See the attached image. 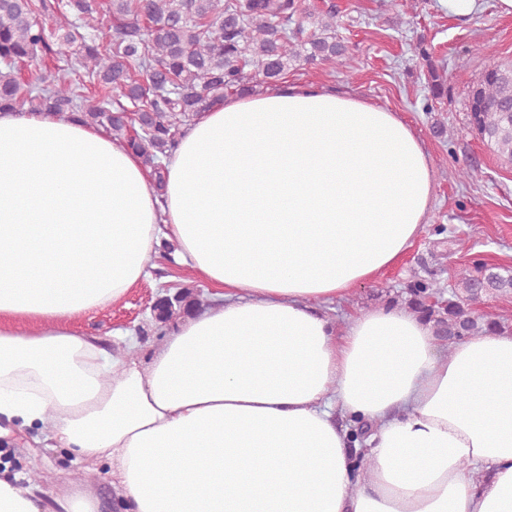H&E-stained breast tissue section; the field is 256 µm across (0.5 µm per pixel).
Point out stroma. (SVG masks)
Returning <instances> with one entry per match:
<instances>
[{"label": "stroma", "instance_id": "stroma-1", "mask_svg": "<svg viewBox=\"0 0 512 512\" xmlns=\"http://www.w3.org/2000/svg\"><path fill=\"white\" fill-rule=\"evenodd\" d=\"M324 10L336 5L338 32L358 61L353 73L326 65L290 69L288 80L346 88L382 107L401 113L424 141L435 171L434 202L418 237L393 267L357 288L345 301L327 304L336 320L385 306L418 279L447 284L464 264L487 262L512 266V167L501 165L479 137L467 128L465 93L491 64L512 60V16L499 14L495 0H485L482 13L468 22L450 17L440 0H413V8L385 10L382 0H303ZM430 47L433 60L447 78L448 97L436 111H425L427 72L413 52L416 42ZM470 166L478 177L459 182L456 172ZM152 276L121 303L82 316L78 331L99 338L107 354H115L113 334L122 330L139 341L142 357L152 353L158 337L152 305L158 295L181 288L205 290V283L177 266L168 254L152 259ZM11 473H37L43 512H58L54 497L61 476L78 473L79 484L111 508L114 491L107 465L86 470L63 448L35 443L23 433L8 451Z\"/></svg>", "mask_w": 512, "mask_h": 512}]
</instances>
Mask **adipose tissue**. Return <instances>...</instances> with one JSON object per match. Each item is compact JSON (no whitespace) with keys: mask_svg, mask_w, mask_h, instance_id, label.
<instances>
[{"mask_svg":"<svg viewBox=\"0 0 512 512\" xmlns=\"http://www.w3.org/2000/svg\"><path fill=\"white\" fill-rule=\"evenodd\" d=\"M433 186L405 118L330 85L216 102L157 174L79 113L0 110V436L108 464L128 512H512V334L441 354L407 309H322L399 261ZM166 241L210 305L108 356L72 319Z\"/></svg>","mask_w":512,"mask_h":512,"instance_id":"obj_1","label":"adipose tissue"}]
</instances>
